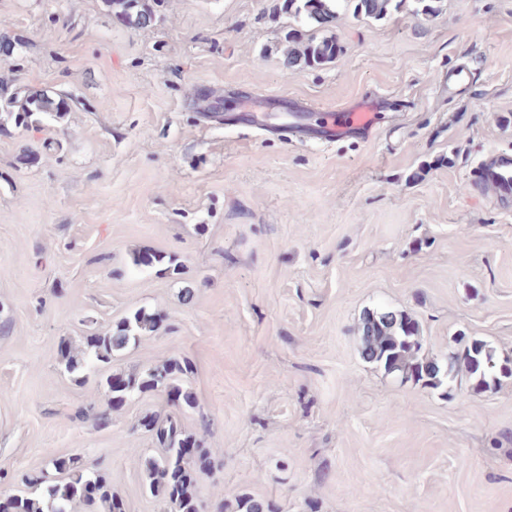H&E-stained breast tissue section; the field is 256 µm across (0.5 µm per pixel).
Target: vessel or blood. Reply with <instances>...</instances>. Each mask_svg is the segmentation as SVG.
Masks as SVG:
<instances>
[{"instance_id": "1", "label": "vessel or blood", "mask_w": 512, "mask_h": 512, "mask_svg": "<svg viewBox=\"0 0 512 512\" xmlns=\"http://www.w3.org/2000/svg\"><path fill=\"white\" fill-rule=\"evenodd\" d=\"M383 109L379 99L365 96L336 109L321 110L314 125L293 122L283 132L304 137L315 132L318 140L333 143L345 139H370L380 127ZM469 182L478 192L489 195L501 206L512 205V154L491 153L474 167Z\"/></svg>"}]
</instances>
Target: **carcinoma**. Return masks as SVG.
Returning a JSON list of instances; mask_svg holds the SVG:
<instances>
[{
  "label": "carcinoma",
  "instance_id": "carcinoma-1",
  "mask_svg": "<svg viewBox=\"0 0 512 512\" xmlns=\"http://www.w3.org/2000/svg\"><path fill=\"white\" fill-rule=\"evenodd\" d=\"M338 0H283L282 10L302 22L324 27L336 19ZM358 18L381 19L393 3L403 0H346ZM120 19L136 27L151 25L156 12L150 0H106ZM342 49L336 38L303 40L297 29H289L280 49L282 65L287 70L319 67L339 59ZM73 97L63 92L53 95L15 91L0 103V132L12 124L26 129L38 127L45 119L56 120L70 111ZM132 264L154 269L162 275H179L183 264L173 256L149 250L132 252ZM160 314L138 308L116 325L97 329L84 337L80 348L61 344L59 354L65 369L81 382L98 365L112 363L115 354L141 342L159 329ZM420 327L410 316L390 310L368 311L360 327V355L386 373L405 380L424 382L440 388L454 381L462 372L469 376L471 390L478 393L512 378V359L504 360L486 342L473 339L463 348L448 353L441 360L421 354ZM507 365V372L499 370ZM192 372L186 359H172L162 366L150 368L141 375L108 373L99 382L106 409L91 404L77 413L79 419H90L98 429L112 423V412L127 400L148 391L165 392L188 408L197 399L182 388L179 381ZM139 426L154 434L163 454L145 460V483L149 492L167 502L173 512H199L195 485L199 474L211 467V456L202 440L188 433L174 420L146 416ZM51 465L59 479L46 482L44 475L25 479L29 492L0 496V512H74L78 506L87 512H122V500L112 493L107 474L86 466L73 457L53 455Z\"/></svg>",
  "mask_w": 512,
  "mask_h": 512
}]
</instances>
